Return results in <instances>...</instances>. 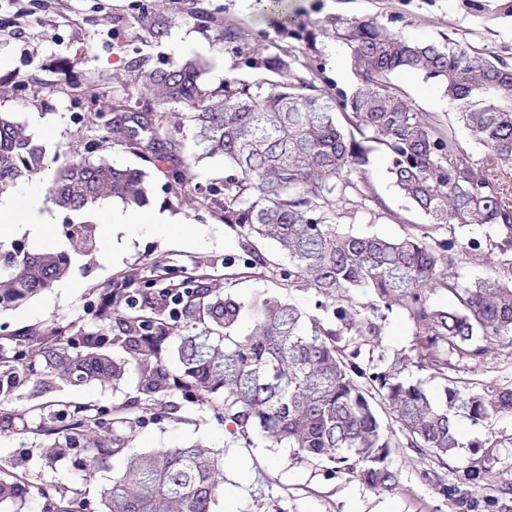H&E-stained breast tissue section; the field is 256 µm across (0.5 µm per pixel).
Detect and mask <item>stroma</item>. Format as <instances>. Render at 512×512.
<instances>
[{
	"label": "stroma",
	"mask_w": 512,
	"mask_h": 512,
	"mask_svg": "<svg viewBox=\"0 0 512 512\" xmlns=\"http://www.w3.org/2000/svg\"><path fill=\"white\" fill-rule=\"evenodd\" d=\"M151 5L167 21L169 34L158 44L143 48L138 33L128 24L138 4ZM293 22L276 28L259 19L253 0H0V81L21 83L14 94L0 97V112L15 113L23 122L44 118L51 128L46 163L56 167L78 146L90 160L107 159L121 167L146 168L149 178L147 209L167 213L172 222L160 230L145 224L120 225L115 234L117 260L107 263L102 253L73 260L69 274L36 296L6 308L0 307V336L39 328L98 330L106 336L118 332L115 323L95 317L98 298L128 274L140 286L153 285L156 277L178 283L204 274L209 285L242 301L269 292L291 301L304 312L320 313L321 295L312 288L296 287L281 277L273 245L261 250L271 258L268 267L249 268L243 263V240L211 208L184 204L169 188L164 167L146 165L127 149L103 142L102 127L112 116V103L122 90L113 82L128 62L141 58L151 71L185 58L207 61L206 80L219 87L227 72L244 80L261 77L258 69L243 65L232 44L190 17V10L220 16L225 26L249 34L253 43L270 50H287L290 59L317 57L326 64V87L351 91L354 78L348 49L335 35V25L371 19L414 41L439 44L454 41L477 51L492 52L512 66V0H287ZM417 111L447 123L453 107L443 89L422 75L402 71L393 77ZM104 87L107 96L90 101L88 83ZM364 194L339 202L342 221L369 228L387 237L402 236L421 215L392 186L387 161L374 155L367 170ZM323 314V313H320ZM334 323L333 313L323 314ZM379 333L370 341L343 336L347 348H360L359 364L366 369L387 366L396 354L411 353L413 325L401 310H379ZM38 363H31L8 402L0 405V467L26 477L28 508L40 512L44 493L77 489L85 512H100L101 494L126 459L111 457L86 477L72 458L46 466L38 434L39 407L48 401L62 403L57 426L67 425L82 407L111 416L116 407L138 395V375L127 368L117 382H92L43 392ZM476 382L512 383V347L491 350L466 373ZM464 445L445 462H438L407 443L393 449L391 464L400 486L391 495L375 493L358 478L337 473L334 463L311 462L296 449L271 447L261 439L251 444L227 433L223 422L205 404L182 402L178 412L161 419L145 418L136 427L129 450L133 453L179 448L197 443L226 458L224 485L213 512H452L436 486L453 483L457 475L486 448H494L502 480L512 482V415L474 424L459 418Z\"/></svg>",
	"instance_id": "obj_1"
}]
</instances>
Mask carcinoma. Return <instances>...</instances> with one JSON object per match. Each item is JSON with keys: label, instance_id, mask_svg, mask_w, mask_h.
Returning a JSON list of instances; mask_svg holds the SVG:
<instances>
[{"label": "carcinoma", "instance_id": "obj_1", "mask_svg": "<svg viewBox=\"0 0 512 512\" xmlns=\"http://www.w3.org/2000/svg\"><path fill=\"white\" fill-rule=\"evenodd\" d=\"M266 21L286 26L283 0H256ZM201 19L239 52L255 55L267 77L252 81L230 73L212 89L207 64L189 58L146 72L137 62L115 81L127 91L105 138L149 163L167 165L171 189L182 194L195 179L197 156L185 150L184 121L208 158L224 161V180L208 204L244 239L247 264L267 261L257 244L271 242L288 258L280 275L316 289L334 306L341 329L325 327L296 305L257 294L245 306L203 277L156 288L136 287L129 275L99 300L97 316L110 317L119 334H48L27 330L0 338V369H23L30 352L44 365L42 385L79 386L123 378L129 365L139 375V399L112 420L86 408L68 426L46 428L47 464L82 448V470L91 475L110 457L126 455L134 425L147 415L173 414L169 398L180 394L224 415L241 439L259 435L295 448L306 460L330 461L379 494L397 489L391 467L399 436L438 461L463 446L457 416L474 423L512 413V385L461 387L445 370L451 358L477 362L495 346L512 347V200L502 175L512 170V68L494 57L448 42H414L356 20L336 30L347 45L355 85L338 95L321 89L325 63L303 62L297 72L288 52L249 47L240 31L212 14ZM131 26L149 42L167 34L164 18L142 4ZM398 71L437 81L455 112L444 125L416 111L392 82ZM465 127L484 149L481 158L459 137ZM384 153L396 190L425 225L448 228V237L408 232L397 238L354 231L339 222L336 202L357 188L373 153ZM47 149L27 126L0 112V194L20 180L48 170ZM146 172L116 167L79 152L48 175V192L64 214L67 251L33 252L21 243L0 244V306L24 301L69 271L72 258L97 249L96 225L72 215L100 200L142 205ZM478 225L482 237L456 231ZM493 258L483 277L463 279L454 269ZM438 289L454 299L434 306ZM374 293L387 310H404L414 327L413 355L383 370H366L336 337L375 336L359 296ZM193 331L187 336L181 330ZM112 343L116 354L106 351ZM175 357L177 366L166 361ZM448 381L445 400L401 377L408 365ZM395 425L385 426L379 403ZM494 448L437 493L457 512H512V483L501 481ZM224 480L219 454L198 445L127 455L125 470L103 492L100 512H212ZM24 477L0 479V508L27 512Z\"/></svg>", "mask_w": 512, "mask_h": 512}]
</instances>
